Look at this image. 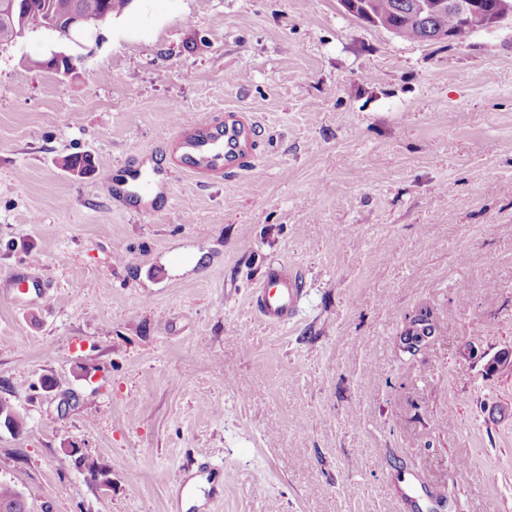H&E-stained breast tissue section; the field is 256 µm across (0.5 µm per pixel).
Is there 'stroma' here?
<instances>
[{
    "instance_id": "35a3bbf8",
    "label": "stroma",
    "mask_w": 512,
    "mask_h": 512,
    "mask_svg": "<svg viewBox=\"0 0 512 512\" xmlns=\"http://www.w3.org/2000/svg\"><path fill=\"white\" fill-rule=\"evenodd\" d=\"M52 46L73 71L29 67ZM230 112L251 168L172 176L148 213L101 182ZM281 262L303 295L273 326L251 297ZM20 272L0 481L27 512H194L201 463L231 472L210 512H512V368H487L512 348V23L410 42L338 0H132L98 39L0 46V280Z\"/></svg>"
}]
</instances>
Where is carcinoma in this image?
Segmentation results:
<instances>
[{"label":"carcinoma","mask_w":512,"mask_h":512,"mask_svg":"<svg viewBox=\"0 0 512 512\" xmlns=\"http://www.w3.org/2000/svg\"><path fill=\"white\" fill-rule=\"evenodd\" d=\"M26 7L15 8L13 15H0V43L12 37L15 29L24 31L46 29L50 22L62 28V21L73 10L94 8L104 19L123 12L130 0H18ZM371 14L386 30H396L406 40L426 42L439 39V34H451L454 42L462 43L472 31L451 12L432 14L413 13L415 0H364ZM78 464L93 480L104 475L98 459L83 456ZM0 512H26L24 495L12 485L0 481Z\"/></svg>","instance_id":"carcinoma-1"}]
</instances>
